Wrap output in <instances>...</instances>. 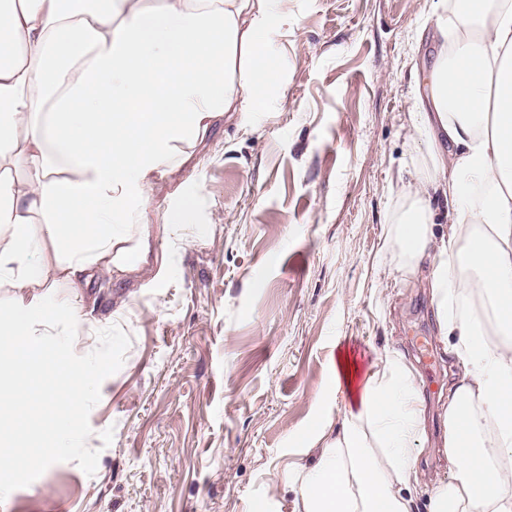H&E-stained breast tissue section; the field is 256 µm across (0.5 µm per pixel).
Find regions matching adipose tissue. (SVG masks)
<instances>
[{
  "label": "adipose tissue",
  "instance_id": "ef3b65f1",
  "mask_svg": "<svg viewBox=\"0 0 512 512\" xmlns=\"http://www.w3.org/2000/svg\"><path fill=\"white\" fill-rule=\"evenodd\" d=\"M449 46L425 72L418 118L450 175L422 177L393 227L407 273L430 265L443 351L448 474L428 512H512V0H438ZM291 0H0V284L75 283L150 269L176 218L146 221L158 178L212 127L266 109L271 51ZM24 178H16V169ZM354 394L315 466L302 512H417L428 434L417 377L385 351L359 376L340 354L325 392Z\"/></svg>",
  "mask_w": 512,
  "mask_h": 512
}]
</instances>
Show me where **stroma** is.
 <instances>
[{"label": "stroma", "instance_id": "stroma-1", "mask_svg": "<svg viewBox=\"0 0 512 512\" xmlns=\"http://www.w3.org/2000/svg\"><path fill=\"white\" fill-rule=\"evenodd\" d=\"M434 2L294 0L267 110L217 123L154 188L149 222L195 208L158 240L156 265L35 294L0 286V300L75 306L77 354L114 324L131 339L89 415L96 473L54 464L0 512H302L291 477L317 460L320 417L345 406L322 393L339 353L365 371L390 348L425 403L419 479L444 476L452 367L391 232L413 201L402 177L433 168L412 115L440 50Z\"/></svg>", "mask_w": 512, "mask_h": 512}]
</instances>
